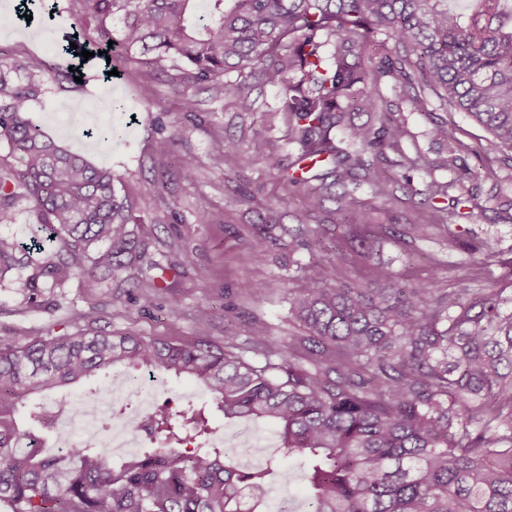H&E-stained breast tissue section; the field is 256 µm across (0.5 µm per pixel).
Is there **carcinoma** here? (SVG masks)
I'll use <instances>...</instances> for the list:
<instances>
[{"label": "carcinoma", "instance_id": "carcinoma-1", "mask_svg": "<svg viewBox=\"0 0 512 512\" xmlns=\"http://www.w3.org/2000/svg\"><path fill=\"white\" fill-rule=\"evenodd\" d=\"M95 42L111 61L103 72L141 55L146 75L163 73L181 97V111L199 112V89L247 99L241 77L281 90L280 112L297 160L323 164L297 176L276 156L270 169L294 189H307V215L339 202L332 219L288 232V251H304L306 286L288 299L304 329L284 345L255 323L248 345L224 337L185 344L133 333L79 329L24 347L0 344V501L12 512H259L270 467L243 469L210 445L212 412L224 421H264L278 429L282 453L300 459L315 512H512V291L429 282L410 288L375 282L335 284L325 274L343 242L364 241L380 225L366 222L347 189L365 183L390 195L378 165L400 150L403 126L379 109L378 84L402 81L415 111L433 94L443 106L469 114L512 151V13L507 0H479L469 22L448 0H87ZM77 21L56 55L84 48ZM113 45H108V42ZM374 48L371 69L361 54ZM10 68L53 70L38 55ZM237 73L238 77L230 78ZM41 87L12 85L0 72V141L19 166L0 171V222L12 218L16 189L32 203L36 223L60 247L39 250L0 237V282L26 270L15 284L38 296L70 277L103 271L120 275L146 255L128 224L133 204L118 194L121 177L58 145L26 112ZM371 113L357 124L350 106ZM184 130L175 125L156 152H176ZM120 125H99L85 136L107 147ZM456 153L479 155L481 140ZM342 192H336V187ZM281 213L268 208L256 236L283 245ZM433 217L422 215L390 236L427 237ZM263 357L251 361L247 353ZM116 369L184 378L208 392L215 406L172 411L158 407L135 421L161 446L112 463L107 448L85 445L45 451L35 428L44 424L41 398Z\"/></svg>", "mask_w": 512, "mask_h": 512}]
</instances>
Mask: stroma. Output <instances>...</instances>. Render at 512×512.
<instances>
[{
	"mask_svg": "<svg viewBox=\"0 0 512 512\" xmlns=\"http://www.w3.org/2000/svg\"><path fill=\"white\" fill-rule=\"evenodd\" d=\"M47 3L55 9L50 27L20 22L0 26V64L31 53L46 54L49 45L70 32L76 17L90 15L86 0ZM102 67L100 57L89 58L80 83L61 73L38 75L43 93L31 104L29 115L61 145L121 175L118 191L134 204L131 229L146 243L147 255L132 269L129 283L119 277L92 281L76 275L60 287L44 289L34 300L25 289L0 284V340L23 347L44 336L73 332L79 327L73 314L89 302L99 309L96 329L112 333L183 342L203 337L220 345L228 336L246 338L256 317L277 341L300 335V328L288 322V294L303 286L309 257L261 248L253 230L266 207L279 208L282 224L289 229L301 224L307 209L305 190L289 187L248 151L259 141L282 163L294 160L288 125L275 111L279 89L252 85L249 98L254 108L248 112L236 100L202 91L198 98L204 110L192 118L182 112L181 99L169 84L143 81L139 64H125L121 79L109 85L99 78ZM408 92L400 83L380 84L394 119L406 130L399 151L388 152L382 163L394 193L382 197L361 186L354 196L355 208L376 224L409 223L416 212L427 209L423 190L435 181L448 197L473 195L485 210L477 221L461 220L464 233L455 239L441 223L424 239L375 243L365 259L345 250L338 259L344 280L366 282L382 271L405 285L429 280L448 289L457 278L473 274L479 288L512 286V210L495 203L499 197L512 198V152L491 146L482 157L462 153L455 165H448V141L435 137L436 128L454 126L457 137L467 143L481 134V127L463 112L446 111L435 99L425 111L411 110ZM116 98L124 101V111H113ZM106 122L124 126L121 141L103 147L85 137L88 127ZM175 124L184 129L178 151L159 157L155 144ZM228 137L241 145L238 156L229 161L224 158ZM184 153L196 159L189 178L179 168L178 157ZM404 158L417 161V168L401 167ZM487 167L492 176H479V169ZM155 175L164 183L162 194L140 196L141 183ZM242 181L248 183L250 196L235 192ZM202 210L210 216L208 223L196 221ZM480 239L493 243V255L467 253V245ZM260 249L265 252L261 260L255 257ZM157 275L164 278L158 289L151 285ZM248 284L261 288L262 296L245 292Z\"/></svg>",
	"mask_w": 512,
	"mask_h": 512,
	"instance_id": "obj_1",
	"label": "stroma"
}]
</instances>
